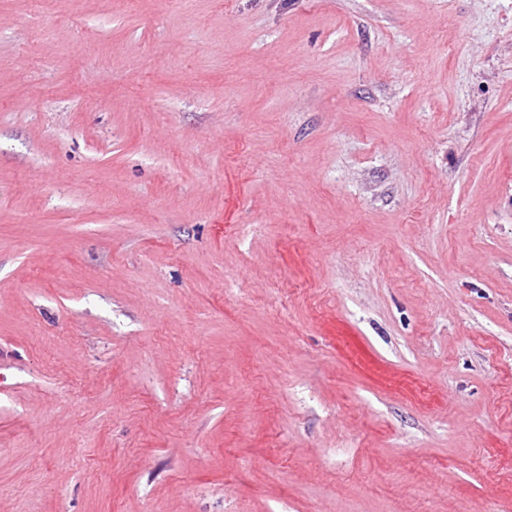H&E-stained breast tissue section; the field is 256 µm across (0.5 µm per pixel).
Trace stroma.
Wrapping results in <instances>:
<instances>
[{
    "label": "stroma",
    "instance_id": "obj_1",
    "mask_svg": "<svg viewBox=\"0 0 512 512\" xmlns=\"http://www.w3.org/2000/svg\"><path fill=\"white\" fill-rule=\"evenodd\" d=\"M0 512H512V0H0Z\"/></svg>",
    "mask_w": 512,
    "mask_h": 512
}]
</instances>
